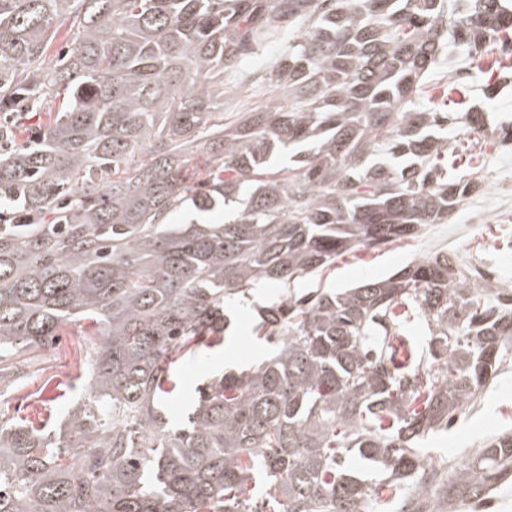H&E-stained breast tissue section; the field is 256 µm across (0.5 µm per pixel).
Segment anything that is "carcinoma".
Here are the masks:
<instances>
[{
  "label": "carcinoma",
  "mask_w": 512,
  "mask_h": 512,
  "mask_svg": "<svg viewBox=\"0 0 512 512\" xmlns=\"http://www.w3.org/2000/svg\"><path fill=\"white\" fill-rule=\"evenodd\" d=\"M294 34L281 94L224 124V71ZM451 45L511 47L512 0H0V358L72 322L101 337L57 436L0 423V512H454L512 479L509 431L444 478L414 447L512 354V295L446 253L278 296L269 361L199 387L176 430L158 407L224 343L225 300L448 220L471 187L448 126L486 123L421 103ZM185 205L233 219L170 223ZM351 450L391 482L348 474Z\"/></svg>",
  "instance_id": "1"
}]
</instances>
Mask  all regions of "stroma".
<instances>
[{
  "mask_svg": "<svg viewBox=\"0 0 512 512\" xmlns=\"http://www.w3.org/2000/svg\"><path fill=\"white\" fill-rule=\"evenodd\" d=\"M278 53V47H270L237 71L225 73V121L274 97V87L259 77ZM464 62L461 50L452 61H440L425 82L428 96L449 101L457 111L478 104L497 118L512 120V84L507 81L512 75V55L497 54L492 69L472 71L469 83L449 79V64ZM448 140L456 146L455 154L448 157L449 172L466 177L472 186L447 223L376 251L341 255L320 279L321 287H348L381 277L412 259L446 252L469 274L482 265H495L499 287L512 289V203L499 202L495 183L496 173L512 172V151L493 136L459 126L449 129ZM273 293V288L266 287L254 289L249 298L238 296L232 304L231 334L224 345L202 349L179 362L177 387L164 402L170 426L183 424L198 385L223 372L250 369L275 351V343L253 332L261 307L268 305ZM98 342V337L87 335L85 322H74L64 326L51 346L22 347L0 359V367L6 370L0 380V422L24 419L44 431H58L67 412L88 400L90 363ZM505 430L512 431V361L500 368L477 402L458 412L447 429L425 436L418 447L431 464L463 467L473 463L489 435Z\"/></svg>",
  "mask_w": 512,
  "mask_h": 512,
  "instance_id": "stroma-1",
  "label": "stroma"
}]
</instances>
